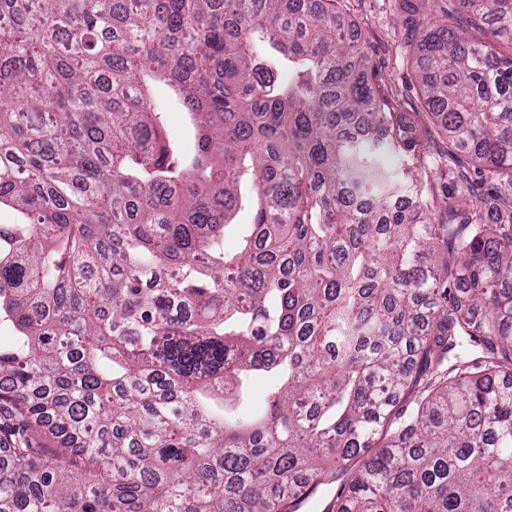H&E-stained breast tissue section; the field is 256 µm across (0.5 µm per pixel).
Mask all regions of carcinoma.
<instances>
[{
    "mask_svg": "<svg viewBox=\"0 0 512 512\" xmlns=\"http://www.w3.org/2000/svg\"><path fill=\"white\" fill-rule=\"evenodd\" d=\"M303 2L0 0V512H512V0H402L436 152Z\"/></svg>",
    "mask_w": 512,
    "mask_h": 512,
    "instance_id": "carcinoma-1",
    "label": "carcinoma"
}]
</instances>
